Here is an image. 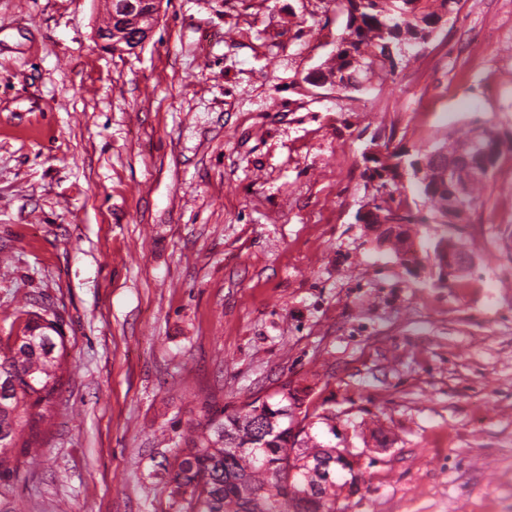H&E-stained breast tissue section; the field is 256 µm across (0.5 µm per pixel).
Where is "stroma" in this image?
<instances>
[{
	"label": "stroma",
	"instance_id": "35a3bbf8",
	"mask_svg": "<svg viewBox=\"0 0 512 512\" xmlns=\"http://www.w3.org/2000/svg\"><path fill=\"white\" fill-rule=\"evenodd\" d=\"M104 0H0V336L71 370L0 512H173L163 436L289 378L361 453L343 512H512V148L447 287L373 243L365 153L512 131V0H462L385 83H311L342 0H162L132 55Z\"/></svg>",
	"mask_w": 512,
	"mask_h": 512
}]
</instances>
